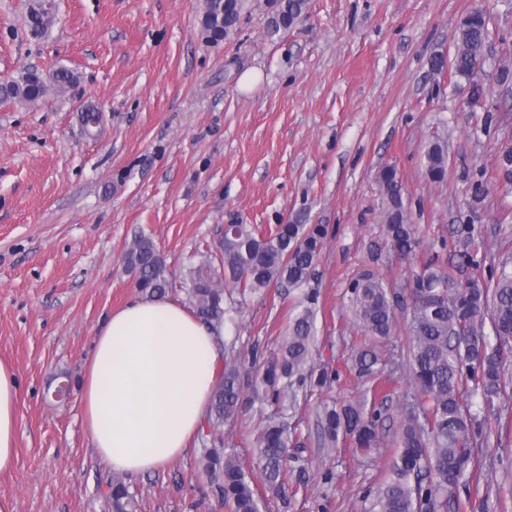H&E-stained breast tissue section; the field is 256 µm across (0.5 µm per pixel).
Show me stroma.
Instances as JSON below:
<instances>
[{
	"instance_id": "stroma-1",
	"label": "stroma",
	"mask_w": 512,
	"mask_h": 512,
	"mask_svg": "<svg viewBox=\"0 0 512 512\" xmlns=\"http://www.w3.org/2000/svg\"><path fill=\"white\" fill-rule=\"evenodd\" d=\"M27 0H0V79L36 68L74 70L78 83L48 101L0 103V361L19 381L17 459L0 474V496L15 512H111L115 476L85 429L79 395L51 394L60 376L80 386L106 315L138 297L123 257L141 235L152 238L173 277L215 257L228 220L266 229L296 218L328 227L311 288L313 361L336 369L329 392L341 402L369 397L373 385L401 394L409 336L398 321L380 345L387 361L369 382L352 369L368 344L353 321L348 286L373 271L390 281L408 263L372 262L384 245L378 169L398 172L419 227V256L440 249L456 265L452 230L472 225L482 268L512 255V176L496 162L501 128L491 107L495 73L512 45V0H308L290 28L269 36L268 0H249L237 31L218 42L202 29L204 0H58L57 21L32 39ZM490 18L483 95L452 71L433 74L431 59L453 57L458 27L476 9ZM258 74L243 85L244 72ZM101 114L85 127L86 108ZM447 144L443 182L428 180L424 154ZM486 198L472 208L475 181ZM300 291L271 287L232 295L235 321L224 328L225 358L249 359L254 345L278 348ZM317 400L299 397L288 412L305 449L307 484L289 481L268 512H368L367 493L384 480L398 419L388 408L383 443L371 456L348 442L322 447ZM271 407L225 426L238 462L258 477L253 434ZM489 447L470 486L472 512L485 496L512 512V425L486 414ZM200 445L164 468L125 483L136 512H227L199 465ZM332 471L325 484L321 475Z\"/></svg>"
}]
</instances>
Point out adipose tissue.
Here are the masks:
<instances>
[{
    "mask_svg": "<svg viewBox=\"0 0 512 512\" xmlns=\"http://www.w3.org/2000/svg\"><path fill=\"white\" fill-rule=\"evenodd\" d=\"M224 329L169 297L135 299L100 325L81 383V416L100 457L141 475L181 456L207 415ZM18 383L0 363V473L17 452Z\"/></svg>",
    "mask_w": 512,
    "mask_h": 512,
    "instance_id": "ef3b65f1",
    "label": "adipose tissue"
}]
</instances>
